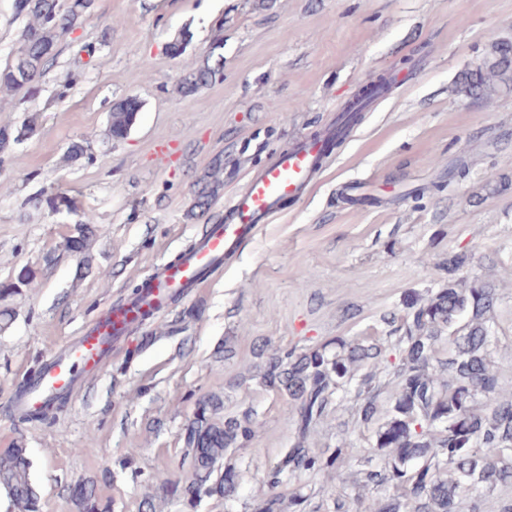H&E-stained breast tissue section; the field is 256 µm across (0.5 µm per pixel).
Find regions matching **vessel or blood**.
<instances>
[{"instance_id": "obj_1", "label": "vessel or blood", "mask_w": 512, "mask_h": 512, "mask_svg": "<svg viewBox=\"0 0 512 512\" xmlns=\"http://www.w3.org/2000/svg\"><path fill=\"white\" fill-rule=\"evenodd\" d=\"M335 135V129L331 128L323 137L299 139L281 152L276 161L236 196L223 223L215 225L208 237L199 239L193 252L178 262L159 266L148 276L142 299L159 305L164 291L197 287L207 272L219 269L224 261L232 258L257 225L266 223L285 203L305 192L325 164L326 143ZM139 300L131 297L103 311L79 336L49 353L39 373L30 377L24 389L10 399L13 415L23 419L46 410L57 396L78 386L83 375L99 372L108 349L124 346L128 334L126 325Z\"/></svg>"}]
</instances>
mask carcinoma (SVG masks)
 I'll return each instance as SVG.
<instances>
[{
    "label": "carcinoma",
    "instance_id": "carcinoma-1",
    "mask_svg": "<svg viewBox=\"0 0 512 512\" xmlns=\"http://www.w3.org/2000/svg\"><path fill=\"white\" fill-rule=\"evenodd\" d=\"M94 0H15V10L27 18L19 46L0 70V87L26 89L35 95L38 82L51 69L58 43L91 14ZM223 42L218 40L202 63L185 76L178 91L196 94L224 75ZM512 81V42L491 46L483 60L456 83L465 99L487 102L498 84ZM140 111L137 99L112 105L109 135L123 138ZM34 119L17 127H0V154L34 132ZM220 183L212 176L196 182L189 220L209 212ZM94 235L93 221L79 220L81 255ZM465 258H448V284L431 288L405 303L406 313L382 316L388 327L381 340L337 338L332 344L295 354L267 357L262 383L284 393L291 402L295 442L267 473L273 489L258 512H282L274 489L303 474L336 480V496L326 512H460L468 503L478 508L486 489L512 487V380L495 368L493 335L497 289L479 279L467 284L456 277ZM33 272L24 269L0 282V296H10L29 284ZM448 340V353L440 344ZM350 406L356 427L374 431L375 453L364 459L354 485L383 490L387 498L353 497L345 485L341 464L344 449L315 453L310 437L329 414ZM223 403L214 395L202 399L186 425L190 470L173 481L159 472L160 488L194 502L205 488L232 499L239 486L235 465L224 462L254 435V413L246 410L217 421ZM0 487L20 512H37L38 495L30 482L24 449L0 455Z\"/></svg>",
    "mask_w": 512,
    "mask_h": 512
}]
</instances>
